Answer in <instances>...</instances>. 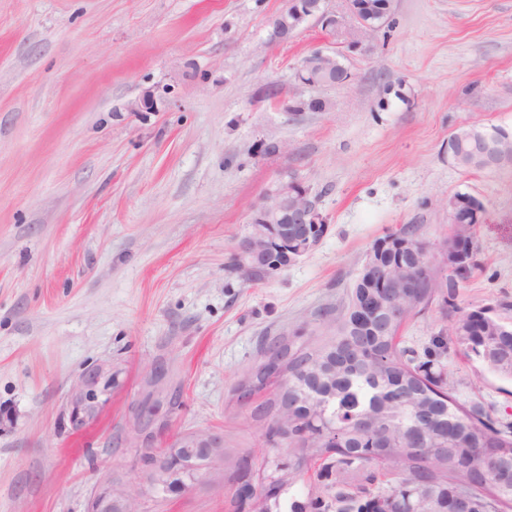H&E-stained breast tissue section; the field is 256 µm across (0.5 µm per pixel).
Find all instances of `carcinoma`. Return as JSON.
<instances>
[{"label":"carcinoma","mask_w":512,"mask_h":512,"mask_svg":"<svg viewBox=\"0 0 512 512\" xmlns=\"http://www.w3.org/2000/svg\"><path fill=\"white\" fill-rule=\"evenodd\" d=\"M426 245L404 225L384 235ZM407 254L387 249L379 269L358 273L336 312V332L315 347L277 341L257 367L255 395L268 385L288 387L296 403L288 432L290 479L273 478L283 455L264 460L270 512H376L394 501V512H458L456 498L469 495V512H504L512 506V425L479 407L462 405L448 388L442 362L448 336L430 339L424 358L399 347L404 324L435 301L430 284L414 285L415 304L382 336L363 331L364 308L379 276ZM459 351L512 380V321L489 308L466 312L455 328ZM319 465L317 482L304 490L303 475ZM389 475L371 492L375 468Z\"/></svg>","instance_id":"1"}]
</instances>
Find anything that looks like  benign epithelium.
Here are the masks:
<instances>
[{"mask_svg": "<svg viewBox=\"0 0 512 512\" xmlns=\"http://www.w3.org/2000/svg\"><path fill=\"white\" fill-rule=\"evenodd\" d=\"M347 14L338 15L328 9L325 0H287L286 9L298 19L316 20L334 35L343 36L341 47L353 51L361 48L363 39L384 29L394 12V0H346ZM342 53L312 52L309 60L296 67V81L313 88L342 73L348 82L350 73L341 63ZM490 150L478 155L483 166L497 169L512 164V153L502 150V144L512 140V134L502 128L482 134ZM466 204L448 198V238L438 248V254L424 257L422 262L403 263L396 273H386L375 292V300L387 305L389 318L377 320L379 326L394 320L398 314L396 300L404 289L422 278L434 280L438 287L448 288V280L462 286L479 266L478 250L470 249L448 263V249L462 243L469 229L482 223L485 210L473 203L471 212ZM252 230L238 245L239 267L246 275H262L283 270L308 255L322 240L328 225L318 213L308 189L291 179L279 185L265 205L256 209L251 218ZM112 395V366L98 363L88 367L72 386L67 400L66 415L74 430H81L96 421ZM152 460L137 462L144 485L134 487L110 479L101 480L88 499L86 512H150V505L160 491L182 494L210 473L224 466V434L214 430L185 431L177 438L165 441L164 447L148 453ZM238 502L244 512H258L263 504L260 489L245 477L238 484Z\"/></svg>", "mask_w": 512, "mask_h": 512, "instance_id": "benign-epithelium-1", "label": "benign epithelium"}]
</instances>
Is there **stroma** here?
<instances>
[{"mask_svg": "<svg viewBox=\"0 0 512 512\" xmlns=\"http://www.w3.org/2000/svg\"><path fill=\"white\" fill-rule=\"evenodd\" d=\"M286 3L0 0V512H85L104 474L139 483L129 421L146 405L164 437L223 431L228 477L242 456L261 466L268 421L234 386L268 343L329 336L322 314L377 238L411 224L443 241L455 192L486 209L481 269L402 347L512 302V168L448 159L459 128L512 130V0H395L393 27L344 57L351 81L320 90L331 108L296 117L294 67L338 44L312 22L271 41ZM292 178L328 231L246 279L237 245ZM102 362L112 398L73 430L69 391ZM443 363L461 403L512 423L511 380L454 350ZM236 489L209 476L156 512H224Z\"/></svg>", "mask_w": 512, "mask_h": 512, "instance_id": "obj_1", "label": "stroma"}]
</instances>
